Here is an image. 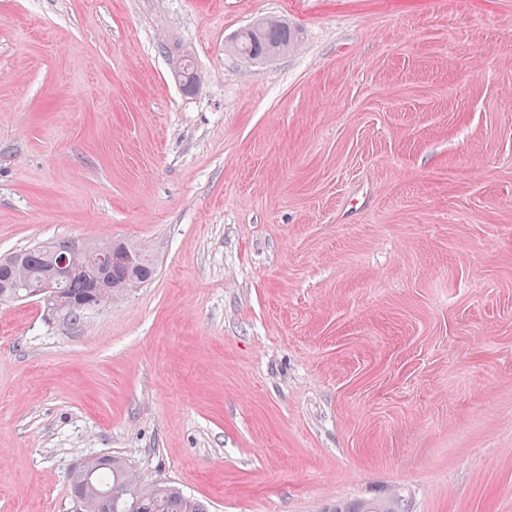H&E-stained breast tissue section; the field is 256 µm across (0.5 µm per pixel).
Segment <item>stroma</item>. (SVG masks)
<instances>
[{
    "mask_svg": "<svg viewBox=\"0 0 512 512\" xmlns=\"http://www.w3.org/2000/svg\"><path fill=\"white\" fill-rule=\"evenodd\" d=\"M265 18L300 46L237 56ZM114 238L149 283L0 304V512L102 455L209 512H512V0H0V257ZM174 75L177 81L184 86L186 83L192 85V89L197 86L199 76L189 54L178 55L174 62Z\"/></svg>",
    "mask_w": 512,
    "mask_h": 512,
    "instance_id": "stroma-1",
    "label": "stroma"
}]
</instances>
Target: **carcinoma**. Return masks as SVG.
<instances>
[{
	"instance_id": "cac0c4a2",
	"label": "carcinoma",
	"mask_w": 512,
	"mask_h": 512,
	"mask_svg": "<svg viewBox=\"0 0 512 512\" xmlns=\"http://www.w3.org/2000/svg\"><path fill=\"white\" fill-rule=\"evenodd\" d=\"M299 38L297 29L279 21H260L241 31L232 49L250 60L264 59L292 50ZM174 75L181 84L197 86L198 73L192 57L180 54L174 62ZM73 242L58 241L41 247H28L0 260V302L18 299L34 292L56 256L72 253ZM103 259L98 264L112 271V287L91 288L82 278H69L59 288L61 314L78 320L93 302L101 307L114 297L151 281L156 268L142 245L105 240L89 245ZM71 493L81 499L83 512H207L205 505L186 496L171 484H148L131 463L119 456L89 457L69 475ZM333 512H405L400 501L387 504L360 503L338 506Z\"/></svg>"
}]
</instances>
